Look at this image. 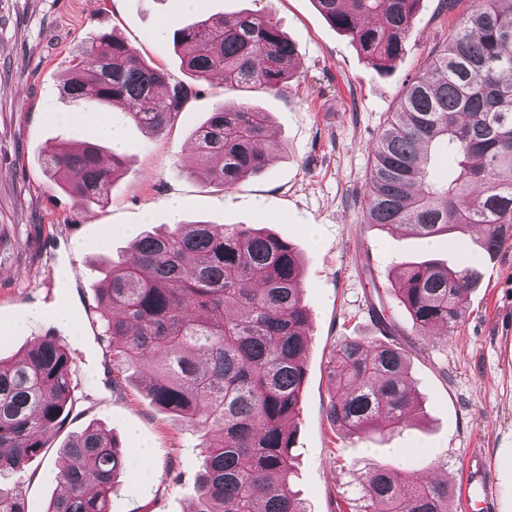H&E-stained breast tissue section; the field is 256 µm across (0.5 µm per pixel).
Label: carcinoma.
Here are the masks:
<instances>
[{
	"mask_svg": "<svg viewBox=\"0 0 512 512\" xmlns=\"http://www.w3.org/2000/svg\"><path fill=\"white\" fill-rule=\"evenodd\" d=\"M327 21L351 36L371 67L385 73L402 53L423 0H314ZM182 67L199 82L279 90L295 48L273 19L208 17L173 34ZM73 98L121 103L148 133L165 128L193 96V85L140 56L114 35L82 51L64 82ZM268 116L247 105L219 109L195 134L211 178L229 189L268 161ZM448 177L431 171L443 156ZM363 222L432 239L472 228L487 254L512 238V0H475L426 67L407 84L371 147ZM61 186L101 199L123 162L104 164L98 144L58 143L47 158ZM301 258L279 237L246 224H181L146 232L110 263L98 302L112 364L155 363L148 395L201 433L203 462L194 512H306L290 486L306 371L309 310L301 298ZM477 273L415 262L392 285L412 329L451 331L467 309ZM382 337H346L330 360L332 429L363 439L406 425L416 409L407 360L392 339L393 319L372 309ZM74 362L48 335L0 363V471H18L61 428L77 398ZM126 458L107 434L87 428L59 452L64 492L45 512H112L114 480ZM448 484L372 463L352 512H449ZM0 512H28L18 483L0 484Z\"/></svg>",
	"mask_w": 512,
	"mask_h": 512,
	"instance_id": "obj_1",
	"label": "carcinoma"
}]
</instances>
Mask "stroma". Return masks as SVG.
I'll return each instance as SVG.
<instances>
[{
	"label": "stroma",
	"mask_w": 512,
	"mask_h": 512,
	"mask_svg": "<svg viewBox=\"0 0 512 512\" xmlns=\"http://www.w3.org/2000/svg\"><path fill=\"white\" fill-rule=\"evenodd\" d=\"M473 8L457 0H423L405 50L391 74L374 71L351 37L331 26L313 0H0V360L10 361L43 336H56L75 358L78 401L63 427L46 437L40 456L0 482L23 481L28 512H44L59 493L54 462L60 447L87 426L114 438L132 467L116 484L114 512H192L201 465L200 437L154 405L150 372L112 366L96 300L105 260L121 255L134 233L165 232L180 222L250 224L296 247L309 307L306 381L294 447L293 485L308 512H340L359 494L369 463L423 472L425 457L445 460L435 480L457 491L467 453L482 449L495 471L500 512H512V241L486 256L477 231L432 241L362 221L371 146L404 84ZM271 14L295 47V66L277 93L227 90L223 79L199 83L174 121L157 133L134 124L122 105L64 94L77 56L111 33L174 79H184L171 32L211 15ZM267 112L280 144L263 171L231 189L215 184L197 156L195 129L219 105ZM124 134L121 150L93 121ZM95 141L104 162L113 152L123 173L100 201H82L48 174L57 142ZM435 259L475 269L479 286L445 340L425 343L390 288L399 265ZM383 303L403 332V348L422 413L410 426L375 440L343 438L326 407L329 358L346 336L378 331L368 308ZM68 305L78 324L57 326Z\"/></svg>",
	"instance_id": "stroma-1"
}]
</instances>
